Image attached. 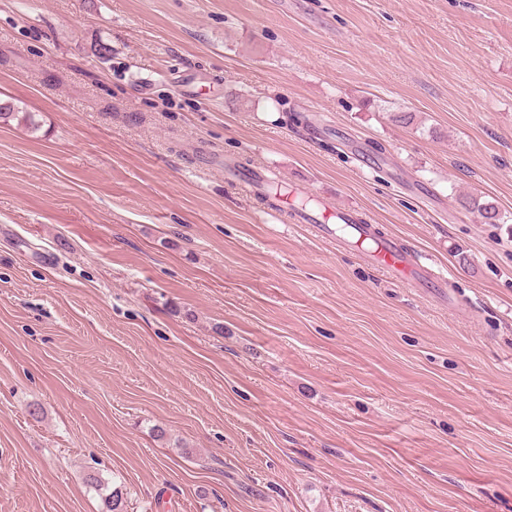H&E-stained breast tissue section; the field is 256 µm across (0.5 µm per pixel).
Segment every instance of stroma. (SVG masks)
I'll return each instance as SVG.
<instances>
[{
    "mask_svg": "<svg viewBox=\"0 0 512 512\" xmlns=\"http://www.w3.org/2000/svg\"><path fill=\"white\" fill-rule=\"evenodd\" d=\"M0 100V512H512V0H0ZM306 193L302 188L291 187L287 193L276 195L275 198L264 202L261 212L274 215L281 221L288 220L292 224H311L316 233L325 239H334L337 224L355 220L351 210L336 209L322 205L317 210L300 209L296 205L298 194ZM336 222V223H335ZM351 228V248L393 281L406 283L415 288L433 289L432 291L440 297H448V304L455 306L453 296L448 292L447 276L434 274L415 254L404 250L394 237L376 236L370 224H356Z\"/></svg>",
    "mask_w": 512,
    "mask_h": 512,
    "instance_id": "35a3bbf8",
    "label": "stroma"
}]
</instances>
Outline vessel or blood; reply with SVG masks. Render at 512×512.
I'll return each mask as SVG.
<instances>
[{
  "mask_svg": "<svg viewBox=\"0 0 512 512\" xmlns=\"http://www.w3.org/2000/svg\"><path fill=\"white\" fill-rule=\"evenodd\" d=\"M298 194V188L293 187L287 193L275 196L265 202L262 208L263 213L294 224L312 225L316 233L326 239L335 238L337 223L342 221L351 223V248L386 273L393 281L415 288H427L440 297H448L447 276L434 274L432 269L422 264L415 254L404 250L397 239L376 235L371 225L355 223V214L350 210L329 205L316 210L299 208L296 205Z\"/></svg>",
  "mask_w": 512,
  "mask_h": 512,
  "instance_id": "1",
  "label": "vessel or blood"
}]
</instances>
